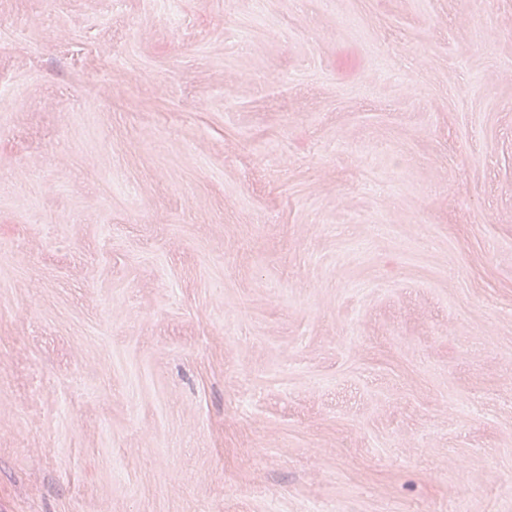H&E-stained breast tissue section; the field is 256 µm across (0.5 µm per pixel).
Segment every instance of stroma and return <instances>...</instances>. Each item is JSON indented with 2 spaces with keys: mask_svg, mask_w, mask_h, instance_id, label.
Wrapping results in <instances>:
<instances>
[{
  "mask_svg": "<svg viewBox=\"0 0 512 512\" xmlns=\"http://www.w3.org/2000/svg\"><path fill=\"white\" fill-rule=\"evenodd\" d=\"M0 512H512V0H0Z\"/></svg>",
  "mask_w": 512,
  "mask_h": 512,
  "instance_id": "35a3bbf8",
  "label": "stroma"
}]
</instances>
